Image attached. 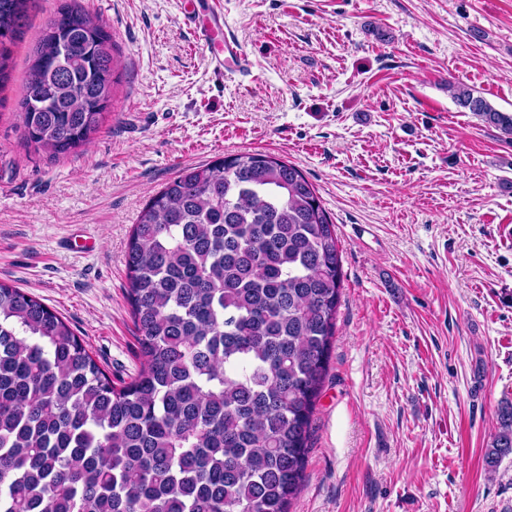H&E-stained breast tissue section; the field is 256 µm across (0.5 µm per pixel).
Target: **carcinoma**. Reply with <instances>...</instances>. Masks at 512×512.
<instances>
[{
	"label": "carcinoma",
	"instance_id": "1",
	"mask_svg": "<svg viewBox=\"0 0 512 512\" xmlns=\"http://www.w3.org/2000/svg\"><path fill=\"white\" fill-rule=\"evenodd\" d=\"M31 0H0V92ZM105 23L59 0L17 104L52 156L86 144L110 103ZM456 101L512 133L469 88ZM140 368L119 385L55 311L0 283V512H290L340 304L335 224L295 165L244 152L188 166L128 242ZM512 454L501 408L487 471Z\"/></svg>",
	"mask_w": 512,
	"mask_h": 512
}]
</instances>
